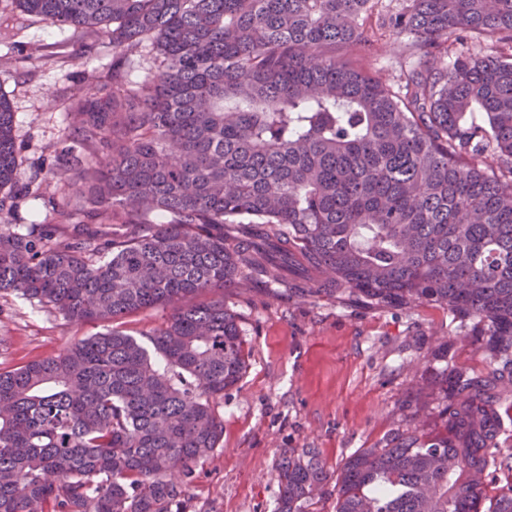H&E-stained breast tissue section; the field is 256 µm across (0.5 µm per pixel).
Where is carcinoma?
Returning <instances> with one entry per match:
<instances>
[{
	"instance_id": "1",
	"label": "carcinoma",
	"mask_w": 512,
	"mask_h": 512,
	"mask_svg": "<svg viewBox=\"0 0 512 512\" xmlns=\"http://www.w3.org/2000/svg\"><path fill=\"white\" fill-rule=\"evenodd\" d=\"M10 2L116 62L69 108L58 198L0 91V293L104 326L0 372V512H180L248 368L224 306L243 282L446 308L493 363L452 371L439 427L418 408L334 474L284 456L278 512L325 493L333 512H512L489 472L512 394V0L388 12L427 58L397 84L360 65L379 0ZM494 36L438 63L452 37ZM20 197L52 223L7 228ZM150 308L169 313L145 342L112 326Z\"/></svg>"
}]
</instances>
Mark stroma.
I'll return each instance as SVG.
<instances>
[{
    "label": "stroma",
    "mask_w": 512,
    "mask_h": 512,
    "mask_svg": "<svg viewBox=\"0 0 512 512\" xmlns=\"http://www.w3.org/2000/svg\"><path fill=\"white\" fill-rule=\"evenodd\" d=\"M43 66L26 63L33 49ZM412 56L406 37L382 40L368 70L399 83ZM68 29L0 7V91L15 112V141L26 169L51 166L77 89H90ZM251 348L240 381L224 393L218 448L196 466L182 512H277V464L289 451L315 449L335 470L361 448L381 447L424 408L447 402L443 371L486 370L490 359L472 327L446 309L381 308L365 300L285 295L281 289L225 290ZM101 324L73 323L56 310L0 295V371L58 353Z\"/></svg>",
    "instance_id": "stroma-1"
}]
</instances>
